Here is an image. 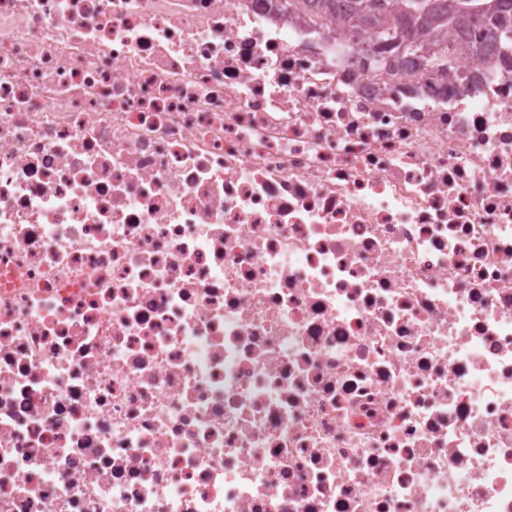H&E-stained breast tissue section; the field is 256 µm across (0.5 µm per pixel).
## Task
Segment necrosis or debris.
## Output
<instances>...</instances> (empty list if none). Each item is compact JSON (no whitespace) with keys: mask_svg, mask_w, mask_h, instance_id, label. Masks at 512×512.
Listing matches in <instances>:
<instances>
[{"mask_svg":"<svg viewBox=\"0 0 512 512\" xmlns=\"http://www.w3.org/2000/svg\"><path fill=\"white\" fill-rule=\"evenodd\" d=\"M284 0H0V512H512V50Z\"/></svg>","mask_w":512,"mask_h":512,"instance_id":"4bbe7bcc","label":"necrosis or debris"}]
</instances>
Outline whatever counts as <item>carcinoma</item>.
Returning <instances> with one entry per match:
<instances>
[{
    "mask_svg": "<svg viewBox=\"0 0 512 512\" xmlns=\"http://www.w3.org/2000/svg\"><path fill=\"white\" fill-rule=\"evenodd\" d=\"M293 4L343 14L355 32L384 20L390 27L377 40L403 57L416 56L415 46L441 70L447 69L448 57L436 55L435 47L447 45L450 29H466L478 37L465 46L471 52L499 38L512 47V0H421L419 6L414 0H288Z\"/></svg>",
    "mask_w": 512,
    "mask_h": 512,
    "instance_id": "obj_1",
    "label": "carcinoma"
}]
</instances>
